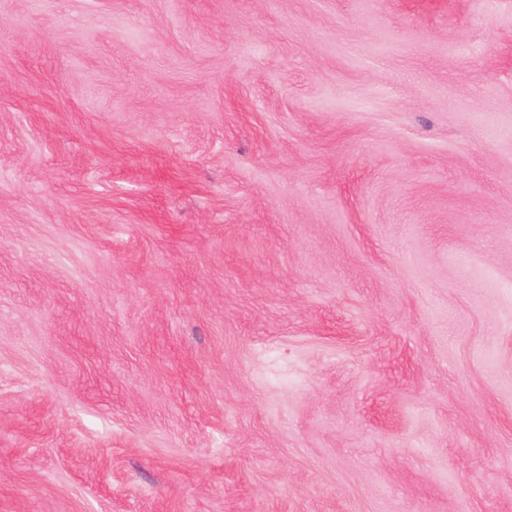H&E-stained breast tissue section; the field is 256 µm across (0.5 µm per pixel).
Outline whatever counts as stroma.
Returning a JSON list of instances; mask_svg holds the SVG:
<instances>
[{"instance_id": "obj_1", "label": "stroma", "mask_w": 512, "mask_h": 512, "mask_svg": "<svg viewBox=\"0 0 512 512\" xmlns=\"http://www.w3.org/2000/svg\"><path fill=\"white\" fill-rule=\"evenodd\" d=\"M0 512H512V0H0Z\"/></svg>"}]
</instances>
